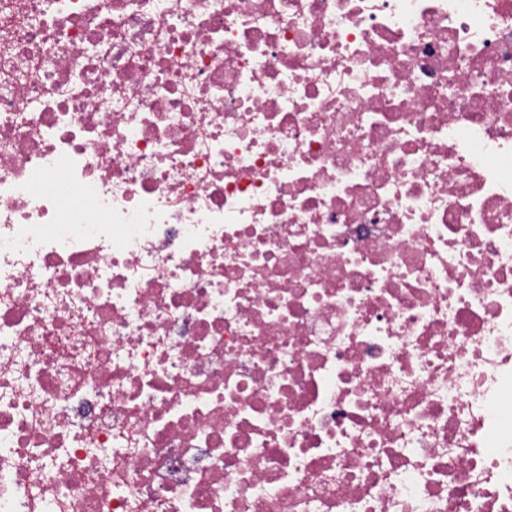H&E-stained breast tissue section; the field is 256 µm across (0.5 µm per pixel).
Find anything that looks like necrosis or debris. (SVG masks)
<instances>
[{"mask_svg":"<svg viewBox=\"0 0 512 512\" xmlns=\"http://www.w3.org/2000/svg\"><path fill=\"white\" fill-rule=\"evenodd\" d=\"M512 0H0V512H512Z\"/></svg>","mask_w":512,"mask_h":512,"instance_id":"1","label":"necrosis or debris"}]
</instances>
